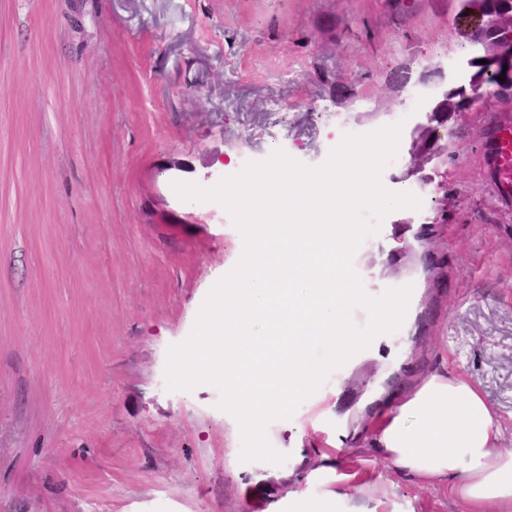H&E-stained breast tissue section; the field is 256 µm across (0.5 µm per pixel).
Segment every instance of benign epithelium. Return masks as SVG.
Wrapping results in <instances>:
<instances>
[{"label":"benign epithelium","instance_id":"obj_1","mask_svg":"<svg viewBox=\"0 0 512 512\" xmlns=\"http://www.w3.org/2000/svg\"><path fill=\"white\" fill-rule=\"evenodd\" d=\"M395 79L401 86L414 83L418 89L423 104V118L416 120L410 130V154L413 164L399 176L392 177L395 183L414 180L417 186L424 190L434 184L439 189H447V172L442 166L447 163L448 145L441 143L437 136L438 125L446 121V114L435 111L448 95V65L438 62L424 71L416 81H411V73L404 70L396 74ZM475 78L469 76L468 84H460L458 88L466 90L468 105H489V99L512 105V87L506 85L486 95L474 89Z\"/></svg>","mask_w":512,"mask_h":512}]
</instances>
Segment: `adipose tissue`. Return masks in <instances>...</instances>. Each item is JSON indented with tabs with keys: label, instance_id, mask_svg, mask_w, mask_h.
<instances>
[{
	"label": "adipose tissue",
	"instance_id": "adipose-tissue-1",
	"mask_svg": "<svg viewBox=\"0 0 512 512\" xmlns=\"http://www.w3.org/2000/svg\"><path fill=\"white\" fill-rule=\"evenodd\" d=\"M502 441L499 417L480 389L442 369L381 413L375 450L397 475L447 484L472 512H512V448Z\"/></svg>",
	"mask_w": 512,
	"mask_h": 512
}]
</instances>
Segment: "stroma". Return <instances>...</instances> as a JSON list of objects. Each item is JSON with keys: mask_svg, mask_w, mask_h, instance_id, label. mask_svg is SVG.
<instances>
[{"mask_svg": "<svg viewBox=\"0 0 512 512\" xmlns=\"http://www.w3.org/2000/svg\"><path fill=\"white\" fill-rule=\"evenodd\" d=\"M458 0H0V512H284L336 485L378 512H470L371 450L382 406L441 367L475 384L512 447V202L483 166L486 108L439 127L448 203L422 237L389 213L352 265L412 285L402 326L267 427L283 463L241 462L221 390L167 386L170 346L243 251L184 201L275 149L309 166L401 110L394 75L474 49ZM182 170H174L173 162Z\"/></svg>", "mask_w": 512, "mask_h": 512, "instance_id": "obj_1", "label": "stroma"}]
</instances>
